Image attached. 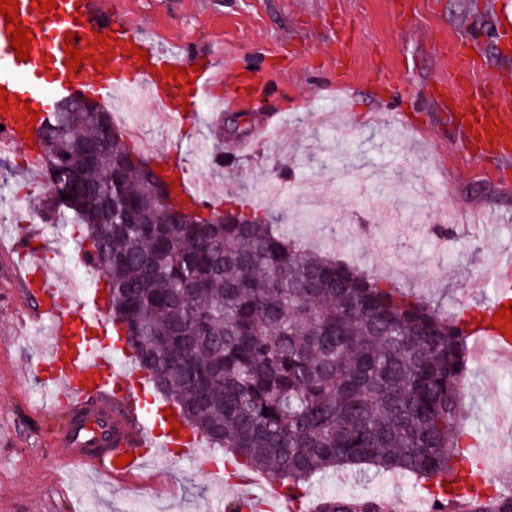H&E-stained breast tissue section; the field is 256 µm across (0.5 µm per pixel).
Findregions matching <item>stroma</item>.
Segmentation results:
<instances>
[{
	"mask_svg": "<svg viewBox=\"0 0 512 512\" xmlns=\"http://www.w3.org/2000/svg\"><path fill=\"white\" fill-rule=\"evenodd\" d=\"M487 0H120L125 21L152 46L196 54L224 48L225 79L250 78L252 127L273 140L215 134L228 115L223 88L179 122L152 113L139 148L176 147L192 186H209L216 208L275 215L281 231L383 283L412 291L453 317L492 302L482 287L498 256L512 253V162L468 155L457 143L448 95L450 47L470 44L484 63L478 82L512 83V44L496 31ZM49 194L21 156L0 154V512H224L236 485L212 477L196 457L168 453L159 485L92 478L60 464L54 433L65 429L64 401L43 403L40 358L48 325H33L19 292L13 249L20 226L48 243V269L77 270L89 302L97 272L81 259L83 225L42 221ZM463 399L472 449L488 439L512 452V368L494 347L469 359ZM414 478L352 469L316 475L309 495L374 497L384 506L418 499Z\"/></svg>",
	"mask_w": 512,
	"mask_h": 512,
	"instance_id": "obj_1",
	"label": "stroma"
}]
</instances>
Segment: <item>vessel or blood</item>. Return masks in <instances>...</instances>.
Listing matches in <instances>:
<instances>
[{
	"label": "vessel or blood",
	"instance_id": "obj_1",
	"mask_svg": "<svg viewBox=\"0 0 512 512\" xmlns=\"http://www.w3.org/2000/svg\"><path fill=\"white\" fill-rule=\"evenodd\" d=\"M17 2L20 22L30 28L34 39L29 60H19L11 47L12 28L0 15V88L12 98L7 109H0V145L22 151L31 168H40L41 151L26 131L33 118L43 119L53 112L61 96L82 95L108 104L121 92L128 104H137L146 96L169 108L176 102L193 105L206 99L219 78L213 62L203 64L201 71H190L188 55L155 49L121 16L103 22L91 0H56L57 9L45 13L40 12L38 0ZM101 33L106 36L102 42L97 39ZM67 40L84 54L81 67L73 70L65 64L63 43ZM135 47L145 53V60L132 56ZM450 56L449 90L467 94L479 105L477 117L456 112L452 123L462 130L469 147L488 148L499 159H512V114L500 90L473 82L475 63L461 48L451 49ZM168 65L186 69V76L171 78L164 71ZM511 265L512 254L507 253L489 271L487 284L497 296L479 310L478 324L470 329L477 348L490 344L510 358L512 321L502 331L493 328L491 321L505 303H512V285L499 276L500 267ZM20 292L34 303L37 318L51 324L53 342L41 370L54 385L55 398L64 399L73 415L69 426L52 441L58 456L93 466L118 480L135 476L142 466L143 449L155 436L161 447L195 455L200 437L185 427L175 435L156 431V422L166 419L165 407L145 406L129 389L135 372L116 366L122 345L107 338L105 303H97L95 313L80 312L79 301L63 296L55 280L36 262L24 269ZM126 454L131 455V462L117 466V458Z\"/></svg>",
	"mask_w": 512,
	"mask_h": 512
}]
</instances>
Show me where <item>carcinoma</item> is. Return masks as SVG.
Listing matches in <instances>:
<instances>
[{"label":"carcinoma","instance_id":"cac0c4a2","mask_svg":"<svg viewBox=\"0 0 512 512\" xmlns=\"http://www.w3.org/2000/svg\"><path fill=\"white\" fill-rule=\"evenodd\" d=\"M228 131L247 136L248 115ZM38 141L53 190L40 215L85 226L112 330L212 448L275 476L297 506L315 475L363 465L448 498L467 364L458 320L289 240L271 216L170 223L163 179L109 112L54 111ZM319 510L349 502L325 495ZM463 512H512V496Z\"/></svg>","mask_w":512,"mask_h":512}]
</instances>
